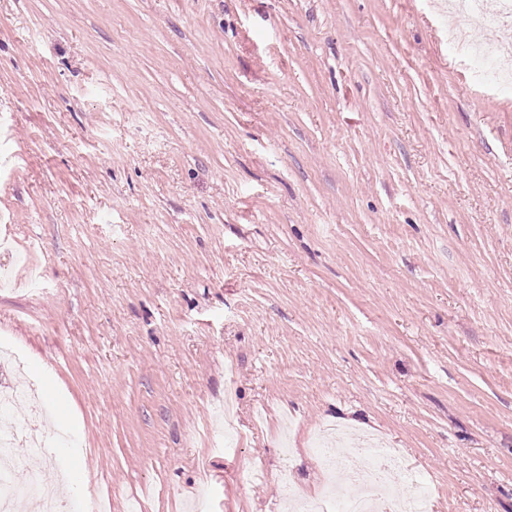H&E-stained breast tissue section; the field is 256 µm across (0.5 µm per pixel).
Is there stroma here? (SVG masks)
Returning <instances> with one entry per match:
<instances>
[{"mask_svg": "<svg viewBox=\"0 0 512 512\" xmlns=\"http://www.w3.org/2000/svg\"><path fill=\"white\" fill-rule=\"evenodd\" d=\"M432 0H0V381L107 512H286L310 440L512 512V83Z\"/></svg>", "mask_w": 512, "mask_h": 512, "instance_id": "obj_1", "label": "stroma"}]
</instances>
